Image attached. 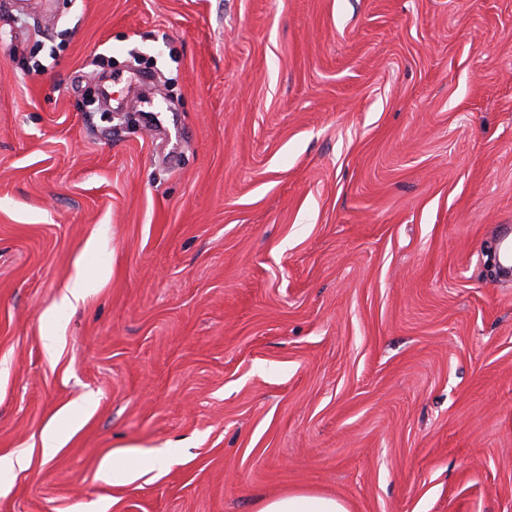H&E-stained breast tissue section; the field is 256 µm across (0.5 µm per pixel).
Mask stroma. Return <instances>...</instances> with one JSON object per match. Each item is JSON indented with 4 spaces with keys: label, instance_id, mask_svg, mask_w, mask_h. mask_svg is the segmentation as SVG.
I'll use <instances>...</instances> for the list:
<instances>
[{
    "label": "stroma",
    "instance_id": "obj_1",
    "mask_svg": "<svg viewBox=\"0 0 512 512\" xmlns=\"http://www.w3.org/2000/svg\"><path fill=\"white\" fill-rule=\"evenodd\" d=\"M501 224L512 0H0V512H512ZM112 474V483L121 482V483H131L135 479L140 476L139 472H134L124 468L117 458L109 457L105 458L100 467V475L104 479H108ZM256 512H349L346 504L333 495L295 492L262 498Z\"/></svg>",
    "mask_w": 512,
    "mask_h": 512
}]
</instances>
